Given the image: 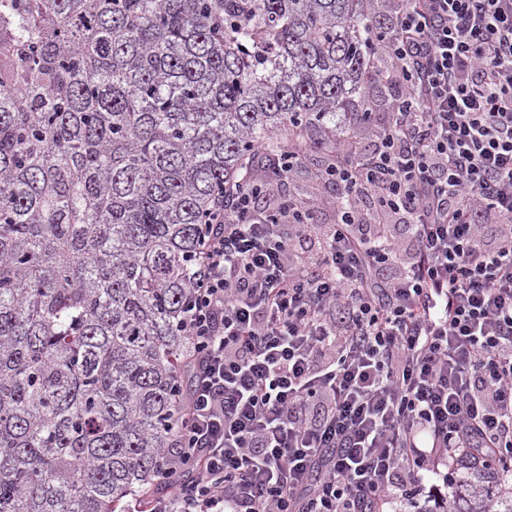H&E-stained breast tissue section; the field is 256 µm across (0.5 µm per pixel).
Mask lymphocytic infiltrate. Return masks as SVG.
<instances>
[{
	"label": "lymphocytic infiltrate",
	"mask_w": 512,
	"mask_h": 512,
	"mask_svg": "<svg viewBox=\"0 0 512 512\" xmlns=\"http://www.w3.org/2000/svg\"><path fill=\"white\" fill-rule=\"evenodd\" d=\"M399 97L318 175L336 220L216 206L183 329L191 383L150 512H384L467 449L512 472V0H411Z\"/></svg>",
	"instance_id": "lymphocytic-infiltrate-1"
}]
</instances>
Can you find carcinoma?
Returning <instances> with one entry per match:
<instances>
[{"instance_id": "cac0c4a2", "label": "carcinoma", "mask_w": 512, "mask_h": 512, "mask_svg": "<svg viewBox=\"0 0 512 512\" xmlns=\"http://www.w3.org/2000/svg\"><path fill=\"white\" fill-rule=\"evenodd\" d=\"M372 0H0V512H126L167 485L183 318L254 146L370 123ZM446 512H512L474 454Z\"/></svg>"}]
</instances>
